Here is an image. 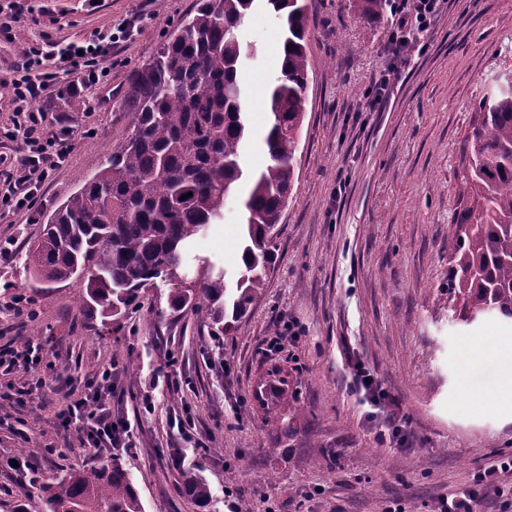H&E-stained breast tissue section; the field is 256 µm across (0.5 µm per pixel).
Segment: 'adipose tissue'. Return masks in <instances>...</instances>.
<instances>
[{
	"instance_id": "obj_1",
	"label": "adipose tissue",
	"mask_w": 512,
	"mask_h": 512,
	"mask_svg": "<svg viewBox=\"0 0 512 512\" xmlns=\"http://www.w3.org/2000/svg\"><path fill=\"white\" fill-rule=\"evenodd\" d=\"M463 389L483 388L485 401L471 404L474 412L484 411L502 400L512 399V343L496 338H482L466 343L463 349Z\"/></svg>"
}]
</instances>
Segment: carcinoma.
I'll return each mask as SVG.
<instances>
[{
  "label": "carcinoma",
  "mask_w": 512,
  "mask_h": 512,
  "mask_svg": "<svg viewBox=\"0 0 512 512\" xmlns=\"http://www.w3.org/2000/svg\"><path fill=\"white\" fill-rule=\"evenodd\" d=\"M386 7L387 0H355L365 19ZM310 8L311 0H199L133 74L122 99L133 115L130 132L112 145L105 166L46 218L25 254L29 271L54 284L84 282L78 304L104 320L127 313L143 289L168 282L170 309L200 301L213 335L233 331L266 285L294 185L310 80ZM257 9L280 20L285 50L267 91L265 166L247 172L240 163L250 136L241 72L254 49L238 29ZM468 138L457 219L448 233L453 308L466 321L490 314L512 320V75L482 98ZM241 195V266L232 275L205 259L190 267L188 242L221 218L228 198ZM184 487L209 507L208 483L188 474ZM29 500L28 512H143L117 460L49 477Z\"/></svg>",
  "instance_id": "1"
}]
</instances>
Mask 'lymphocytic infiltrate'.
<instances>
[{"label": "lymphocytic infiltrate", "instance_id": "obj_1", "mask_svg": "<svg viewBox=\"0 0 512 512\" xmlns=\"http://www.w3.org/2000/svg\"><path fill=\"white\" fill-rule=\"evenodd\" d=\"M441 0H392L391 51L401 57L414 51L417 35L428 30ZM112 59L103 44L82 50L80 43H50L39 61L22 56L15 65L16 81L11 84L17 104L12 140L19 143V155L11 163L6 201L9 213L27 214L34 207L38 191L52 171L63 167L72 151L67 137L48 131L44 125L43 103L53 101L61 75L72 76L71 90L96 86L100 75L108 73ZM355 389L362 393L374 416L382 417L391 435L401 433L403 416L399 403L361 365H354ZM117 364L81 374L79 379L53 372L51 376H34L26 386L16 389L11 399L24 406L43 392L54 393L60 402L57 430L62 436L77 434L82 447L94 452L131 447L134 428L122 417L113 415L112 400L118 397ZM512 471V459L491 465L474 474L469 488L439 498L435 512H474L485 489L495 485L500 473Z\"/></svg>", "mask_w": 512, "mask_h": 512}]
</instances>
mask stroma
<instances>
[{
    "mask_svg": "<svg viewBox=\"0 0 512 512\" xmlns=\"http://www.w3.org/2000/svg\"><path fill=\"white\" fill-rule=\"evenodd\" d=\"M198 0H0V155H15L7 138L15 104L8 83L22 54L49 42H89L126 20L141 32L111 48L103 84L85 90L82 111L67 113L69 81L45 104L48 121L69 114L73 151L53 172L30 215L0 220V240L15 244L0 264V349L43 347V363L81 361L90 371L134 358L136 375H121L115 408L135 427V446L120 461L144 512H205L186 493V473L205 479L215 512L249 503L253 512H433L440 496L468 485L481 467L512 456V405L474 413L461 398L462 349L477 336L512 339V322L486 316L464 323L451 309L448 230L457 212L460 150L475 105L490 78L512 70V0H442L422 51L400 67L388 100L367 108L375 73L392 62L390 13L366 20L353 0H313L307 112L296 154V179L266 287L222 346H214L206 313L167 309V283L142 290L122 320L105 325L79 309V281L49 285L24 266L43 229L42 216L76 192L124 138L132 115L120 105L132 73L149 62ZM240 32L257 50L243 69L251 139L245 169L265 163L260 139L264 101L279 74L278 20L263 11ZM241 198L196 236L193 256L216 269L241 263ZM24 294L36 315L17 318L8 306ZM164 316H157V308ZM300 333L283 335L284 323ZM282 335L280 352L267 340ZM355 356L400 403L406 438L378 440L351 382ZM169 369L180 387L154 390ZM288 397L278 395L279 379ZM153 395L154 410L142 400ZM52 393L0 428V450L27 449L31 479L0 472V512H14L49 476L110 465L111 454L70 448L46 459L58 441ZM190 411L193 442L172 430ZM186 452L183 469L170 458Z\"/></svg>",
    "mask_w": 512,
    "mask_h": 512,
    "instance_id": "stroma-1",
    "label": "stroma"
}]
</instances>
